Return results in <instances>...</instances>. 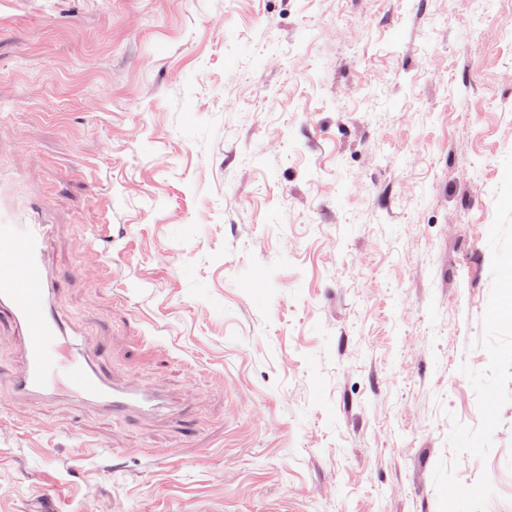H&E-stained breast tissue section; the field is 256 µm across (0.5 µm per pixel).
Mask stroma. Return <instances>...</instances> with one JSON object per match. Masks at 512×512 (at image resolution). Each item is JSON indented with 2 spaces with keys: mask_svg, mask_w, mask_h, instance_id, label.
<instances>
[{
  "mask_svg": "<svg viewBox=\"0 0 512 512\" xmlns=\"http://www.w3.org/2000/svg\"><path fill=\"white\" fill-rule=\"evenodd\" d=\"M512 0H0V178L51 225L57 311L181 420L20 400L0 512H512L480 423ZM108 239L87 245L91 225Z\"/></svg>",
  "mask_w": 512,
  "mask_h": 512,
  "instance_id": "stroma-1",
  "label": "stroma"
}]
</instances>
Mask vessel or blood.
<instances>
[{
    "label": "vessel or blood",
    "instance_id": "obj_1",
    "mask_svg": "<svg viewBox=\"0 0 512 512\" xmlns=\"http://www.w3.org/2000/svg\"><path fill=\"white\" fill-rule=\"evenodd\" d=\"M46 225L33 215L0 205V317H7L21 353L12 380L16 398L63 397L92 411L121 418L167 415L181 418L166 391L117 382L101 369L99 350L77 341L56 311L58 285L49 278Z\"/></svg>",
    "mask_w": 512,
    "mask_h": 512
}]
</instances>
